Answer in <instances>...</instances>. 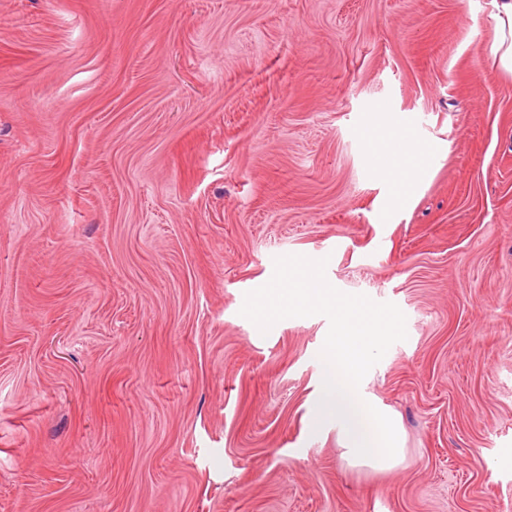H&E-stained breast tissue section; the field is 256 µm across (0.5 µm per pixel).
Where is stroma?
Masks as SVG:
<instances>
[{
	"mask_svg": "<svg viewBox=\"0 0 512 512\" xmlns=\"http://www.w3.org/2000/svg\"><path fill=\"white\" fill-rule=\"evenodd\" d=\"M492 11L0 0V512H512ZM287 254L406 316L365 380L392 469L314 421L327 318L239 314ZM426 150L420 146L419 141L409 132L403 131L397 140L395 148L382 158V163L394 168H406V173L400 172L399 183L401 190L409 192L417 179L422 159Z\"/></svg>",
	"mask_w": 512,
	"mask_h": 512,
	"instance_id": "obj_1",
	"label": "stroma"
}]
</instances>
